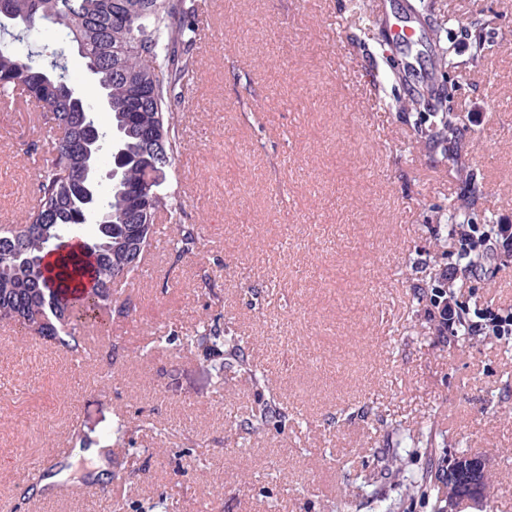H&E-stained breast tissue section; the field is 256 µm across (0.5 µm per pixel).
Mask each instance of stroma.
<instances>
[{
    "label": "stroma",
    "mask_w": 512,
    "mask_h": 512,
    "mask_svg": "<svg viewBox=\"0 0 512 512\" xmlns=\"http://www.w3.org/2000/svg\"><path fill=\"white\" fill-rule=\"evenodd\" d=\"M397 23L415 29L410 44L392 41ZM440 26L455 34L446 71L431 65ZM194 57L169 178L182 210L158 219L140 272L116 288L112 367L0 324V512H380L350 496L349 474L394 447L395 424L427 417L440 447L483 455L488 512H512V338L437 332L414 298L418 263L463 276L455 243L439 261L435 237L465 174L387 106L437 89L468 129L472 222L512 225V0H203ZM48 142L34 104L0 110V225L34 205ZM180 223L201 239L178 260ZM496 263L468 309H512V253ZM206 323L239 337L269 389L217 378L185 347ZM269 397L287 422L245 433ZM76 432L110 451L114 480L90 495ZM54 446L64 487L22 498L24 458Z\"/></svg>",
    "instance_id": "1"
}]
</instances>
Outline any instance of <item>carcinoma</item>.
Here are the masks:
<instances>
[{"label": "carcinoma", "mask_w": 512, "mask_h": 512, "mask_svg": "<svg viewBox=\"0 0 512 512\" xmlns=\"http://www.w3.org/2000/svg\"><path fill=\"white\" fill-rule=\"evenodd\" d=\"M25 22L10 33L12 43L0 45V89H21L35 100L51 123L49 158L37 170L36 203L23 223L0 227V322L11 323L22 336L38 337L60 350L84 353L83 324L107 328L112 322V288L134 275L153 246L157 214L177 217L168 190V174L181 149L178 118L172 97L189 89L195 71L197 9L188 0H0V16ZM49 30L60 44L81 47L83 65L99 92L103 125L90 112L84 88L73 82L63 50L45 45L24 57L12 49L38 31ZM432 62L441 70L454 67L451 47L435 30ZM394 108L414 113L415 139L441 146V163L460 171L465 154L461 143L467 128L428 89L395 99ZM112 178L103 180V171ZM478 187L448 206L452 239L465 235V209ZM96 234L85 242L86 257L62 254L66 238L78 234L90 215ZM200 241L195 224H180L174 239L175 258L194 253ZM55 262H50V257ZM472 279L486 277L491 260L482 251L465 263ZM448 278L436 266L424 269L414 296L427 322L443 311ZM186 346L208 351L218 379L228 373L265 389L269 379L248 359L240 340L216 326L186 338ZM286 422L275 402L261 401L242 421L261 432ZM412 448H424L430 466L409 480L413 492L432 501L433 512H447L444 480L448 453L439 446L435 423L426 421L408 431ZM402 461L396 448L374 453L373 467L353 475L356 494L382 500L377 483L393 474Z\"/></svg>", "instance_id": "obj_1"}]
</instances>
